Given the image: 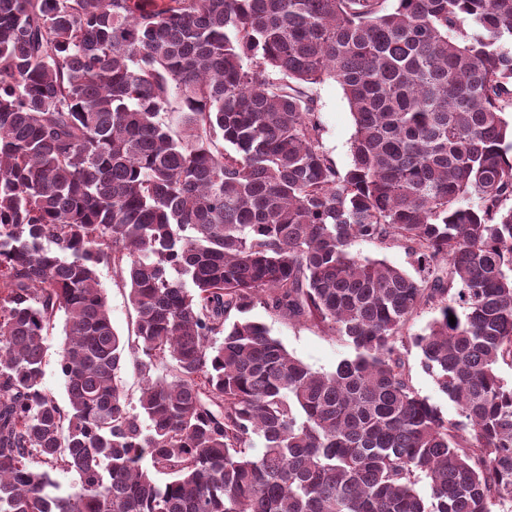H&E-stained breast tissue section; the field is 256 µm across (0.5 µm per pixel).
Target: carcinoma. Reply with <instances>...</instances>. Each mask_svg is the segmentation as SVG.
I'll list each match as a JSON object with an SVG mask.
<instances>
[{
  "instance_id": "1",
  "label": "carcinoma",
  "mask_w": 512,
  "mask_h": 512,
  "mask_svg": "<svg viewBox=\"0 0 512 512\" xmlns=\"http://www.w3.org/2000/svg\"><path fill=\"white\" fill-rule=\"evenodd\" d=\"M387 2L0 0V512H512V0ZM258 306L354 356L321 374L228 321ZM314 91L324 147L337 169L344 173L352 164L350 142L355 124L351 109L341 87L332 79L317 85ZM350 250L353 255L360 259L384 260L391 266L415 275L416 263L413 258L399 246L384 248L373 241L358 240L352 245ZM98 275L114 330L125 340L128 336L133 339L136 314L128 298V287L115 280L109 265L101 264ZM63 326L64 319L60 317L56 322V327L52 330L51 336H48L45 341L47 351L43 374L44 386L54 392L62 403L66 401V393L64 379L58 367L56 352L65 340ZM402 352L406 369L409 371L411 383L415 390L421 396L428 398L430 403L437 406L444 417L459 419L456 404L439 391L434 377L423 367L421 350L417 347H409L407 350H402Z\"/></svg>"
}]
</instances>
